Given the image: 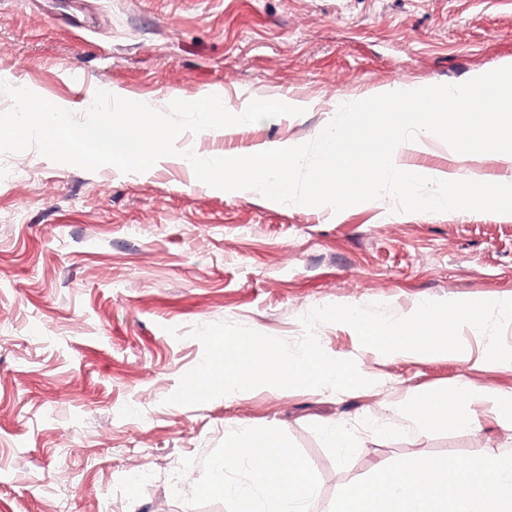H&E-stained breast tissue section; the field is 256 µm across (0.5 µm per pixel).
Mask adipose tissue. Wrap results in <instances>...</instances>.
<instances>
[{"mask_svg": "<svg viewBox=\"0 0 512 512\" xmlns=\"http://www.w3.org/2000/svg\"><path fill=\"white\" fill-rule=\"evenodd\" d=\"M471 404L488 406L498 421L512 423V393L475 391L460 380L439 391L413 390L398 410L420 428L476 433L479 421L461 413L462 406ZM239 464L247 466L251 488L233 493V512H307L317 495L293 451L266 433L241 429L215 460L222 493H231L225 471ZM333 512H512V454L402 459L378 468L369 481L341 486Z\"/></svg>", "mask_w": 512, "mask_h": 512, "instance_id": "1", "label": "adipose tissue"}]
</instances>
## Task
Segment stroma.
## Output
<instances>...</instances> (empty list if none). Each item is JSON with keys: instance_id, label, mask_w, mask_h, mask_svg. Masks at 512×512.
I'll use <instances>...</instances> for the list:
<instances>
[{"instance_id": "1", "label": "stroma", "mask_w": 512, "mask_h": 512, "mask_svg": "<svg viewBox=\"0 0 512 512\" xmlns=\"http://www.w3.org/2000/svg\"><path fill=\"white\" fill-rule=\"evenodd\" d=\"M512 57V0H0V81L53 103L97 90L168 111L213 90L228 107L305 102L297 116L185 134L180 149L245 153L303 144L338 98L397 84L456 85ZM406 164L495 183L502 162L459 160L437 142ZM276 204L198 181L178 157L149 173L89 172L29 149L0 155V512H231L201 495L239 426L281 437L329 512L338 487L399 458L512 452V426L480 433L407 428L410 390L465 379L512 393V362L384 355L346 324L315 329L330 357L372 385L348 393L252 389L194 406L167 398L204 353L192 328L221 321L295 342L329 304L512 300V215ZM352 427L340 456L323 428ZM143 471L147 482L135 481Z\"/></svg>"}]
</instances>
